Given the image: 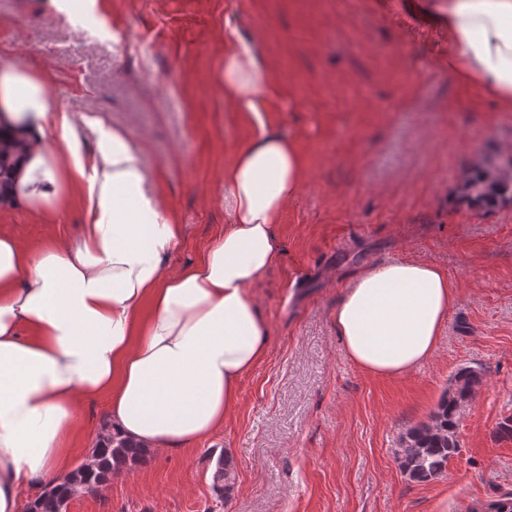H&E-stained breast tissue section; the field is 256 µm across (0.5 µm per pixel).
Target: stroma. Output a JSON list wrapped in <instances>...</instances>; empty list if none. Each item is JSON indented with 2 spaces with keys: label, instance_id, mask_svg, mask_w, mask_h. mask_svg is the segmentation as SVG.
Wrapping results in <instances>:
<instances>
[{
  "label": "stroma",
  "instance_id": "stroma-1",
  "mask_svg": "<svg viewBox=\"0 0 512 512\" xmlns=\"http://www.w3.org/2000/svg\"><path fill=\"white\" fill-rule=\"evenodd\" d=\"M0 0V67L32 74L67 114L75 153L101 132L135 150L183 235L167 261H196L228 218L224 168L265 124L306 158L275 231L281 253L253 293L271 327L241 400L198 449L151 456L79 495L67 512H467L512 492V205L460 204L466 172L512 153V112L464 93L448 71V31L426 0ZM254 37L272 73L259 115L224 96L230 31ZM58 211L0 204V235L32 247L76 237L88 186L64 181ZM419 259L458 297L435 355L397 379L346 356L333 313L365 265ZM464 366L483 384L463 409L459 452L426 482L398 465ZM70 445L83 462L108 419L99 398ZM236 483L212 491V453Z\"/></svg>",
  "mask_w": 512,
  "mask_h": 512
}]
</instances>
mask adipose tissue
Listing matches in <instances>:
<instances>
[{"label":"adipose tissue","mask_w":512,"mask_h":512,"mask_svg":"<svg viewBox=\"0 0 512 512\" xmlns=\"http://www.w3.org/2000/svg\"><path fill=\"white\" fill-rule=\"evenodd\" d=\"M448 69L462 86L512 112V0H448ZM224 94L256 111L271 75L254 41L230 33ZM46 83L0 73V130L23 149L0 175V197L57 208L59 175L46 146L68 120ZM88 182L92 223L76 240L33 249L0 235V512H23L24 492L69 469L83 406L109 400L112 426L151 453H174L223 428L240 380L264 357L270 326L252 290L276 261L274 232L304 174L296 143L268 128L224 168L230 217L201 260L166 268L181 227L145 186L119 132L103 134ZM458 287L427 261L363 268L336 304L348 358L397 378L431 359Z\"/></svg>","instance_id":"ef3b65f1"}]
</instances>
